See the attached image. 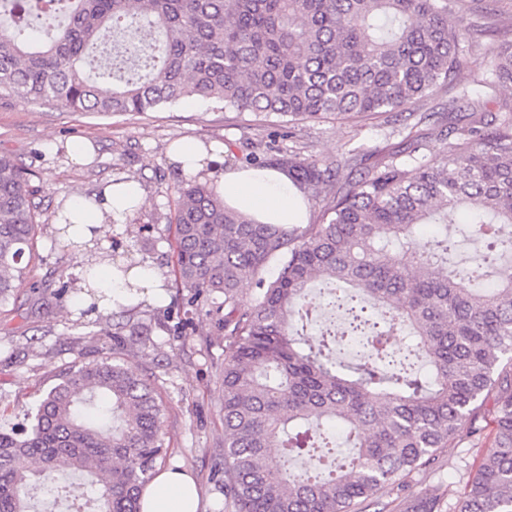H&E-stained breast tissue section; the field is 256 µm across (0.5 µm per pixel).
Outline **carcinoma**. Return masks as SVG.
<instances>
[{
  "mask_svg": "<svg viewBox=\"0 0 512 512\" xmlns=\"http://www.w3.org/2000/svg\"><path fill=\"white\" fill-rule=\"evenodd\" d=\"M464 0H0V98L73 112H153L201 99L279 120L405 109L448 87ZM481 87L512 86V42ZM447 148L428 160L413 125L404 145L360 177L297 153L264 156L317 224H261L201 174L178 182L172 274L185 324L224 333V504L235 512H354L431 464L462 432L488 439L453 512H512V108L483 99L449 111ZM28 168L0 155V307L30 280L39 203ZM481 239L462 267L448 225ZM437 227L422 240L418 230ZM279 266L269 281L265 274ZM245 281L257 302L239 306ZM345 327L307 335L314 314ZM409 328L416 343L395 347ZM60 374L26 432L0 431V512H30L35 484L58 494V467L88 477L92 512H140V490L166 453L164 403L117 349ZM354 350V360L341 355ZM353 452L336 448L335 430ZM277 448L275 456L268 449ZM407 512H447L438 494Z\"/></svg>",
  "mask_w": 512,
  "mask_h": 512,
  "instance_id": "cac0c4a2",
  "label": "carcinoma"
}]
</instances>
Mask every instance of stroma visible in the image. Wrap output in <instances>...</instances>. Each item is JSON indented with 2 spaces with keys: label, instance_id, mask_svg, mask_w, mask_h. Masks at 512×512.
Masks as SVG:
<instances>
[{
  "label": "stroma",
  "instance_id": "1",
  "mask_svg": "<svg viewBox=\"0 0 512 512\" xmlns=\"http://www.w3.org/2000/svg\"><path fill=\"white\" fill-rule=\"evenodd\" d=\"M482 6L491 29L469 32L463 66L447 90L374 119L331 115L301 123L284 139L271 137L267 123L212 111L198 99L160 112L110 116L72 112L20 95L0 100V155L31 170L41 209L40 258L33 271L39 287L20 285L14 299L0 307V429L27 426V414L41 391L56 384L64 367L99 358L112 346L102 311L74 308L80 294L78 272L70 248L55 240V212L67 202L95 196L114 180L138 181L148 203L124 226L108 230L102 256L128 257L169 271L175 246L171 189L180 179L169 157L175 142L221 145L234 168L244 166L248 156L280 150L337 160L342 174H358L361 158L399 142L403 128L421 113L438 109L486 73L501 35L512 33V0H482ZM77 141L92 148L80 163L69 154ZM63 285L68 292L62 296L58 289ZM177 294L171 287L165 301L148 300L128 309V316L147 326L149 339L124 348L121 355L137 373L154 380L165 402L164 465L177 463L191 472L200 492L199 512H224V413L217 382L224 338L202 316L176 331L167 307ZM484 454L472 439H457L438 450L430 466L410 475L404 491L385 490L379 498L382 512H404L408 500L429 492L446 494L449 503H456Z\"/></svg>",
  "mask_w": 512,
  "mask_h": 512
}]
</instances>
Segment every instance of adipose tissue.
Wrapping results in <instances>:
<instances>
[{"label":"adipose tissue","instance_id":"1","mask_svg":"<svg viewBox=\"0 0 512 512\" xmlns=\"http://www.w3.org/2000/svg\"><path fill=\"white\" fill-rule=\"evenodd\" d=\"M172 162L193 171H207L214 177L224 200L230 206L254 215L265 224H300L305 220V205L300 193L287 177L275 169L241 168L223 171L220 156L207 153L195 141L182 140L170 152ZM146 197L138 182L130 180L109 187L100 202L77 200L68 205L74 232L83 238V246L73 248L72 255L79 270L95 268L106 286L105 295L97 301L106 309L123 301L126 283L143 287L151 297L162 288L159 271L148 263H140L121 273L106 261H93L86 243L102 241L108 224L123 223L127 215L140 209ZM198 492L194 477L181 466L158 471L148 483L140 500V512H197Z\"/></svg>","mask_w":512,"mask_h":512}]
</instances>
